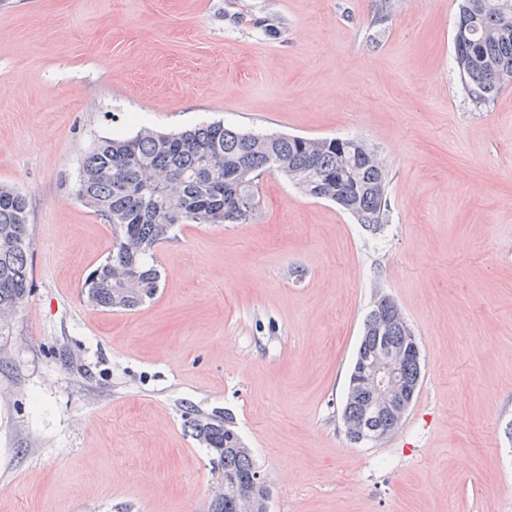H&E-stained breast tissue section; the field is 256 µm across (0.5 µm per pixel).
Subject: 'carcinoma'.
Masks as SVG:
<instances>
[{
	"label": "carcinoma",
	"instance_id": "obj_1",
	"mask_svg": "<svg viewBox=\"0 0 512 512\" xmlns=\"http://www.w3.org/2000/svg\"><path fill=\"white\" fill-rule=\"evenodd\" d=\"M462 88L480 107L512 80V0H460L453 38ZM285 177L307 195L336 203L355 223L376 232L389 223V171L377 150L360 138L255 134L212 122L177 133L144 127L131 137L106 138L83 160L77 195L112 224V250L85 284L89 303L132 310L156 295L157 247L179 224H249L259 207V179ZM30 208L26 195L0 186V329L30 291ZM416 339L399 306L374 301L349 379L342 413L352 444L377 441L365 430L363 357L377 361L385 348ZM405 414L388 410L373 425L392 432ZM195 439L224 470V497L212 512H267L269 490L254 481L250 449L233 418L214 410L189 417Z\"/></svg>",
	"mask_w": 512,
	"mask_h": 512
}]
</instances>
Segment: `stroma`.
Segmentation results:
<instances>
[{"label":"stroma","mask_w":512,"mask_h":512,"mask_svg":"<svg viewBox=\"0 0 512 512\" xmlns=\"http://www.w3.org/2000/svg\"><path fill=\"white\" fill-rule=\"evenodd\" d=\"M456 21L457 0H0V184L32 224L0 330V512H210L224 474L186 413L215 409L269 512H512V82L472 105ZM219 120L370 142L389 224L266 174L254 223L172 231L151 302L88 304L113 238L75 193L86 154ZM380 294L422 382L355 445L341 408Z\"/></svg>","instance_id":"obj_1"}]
</instances>
